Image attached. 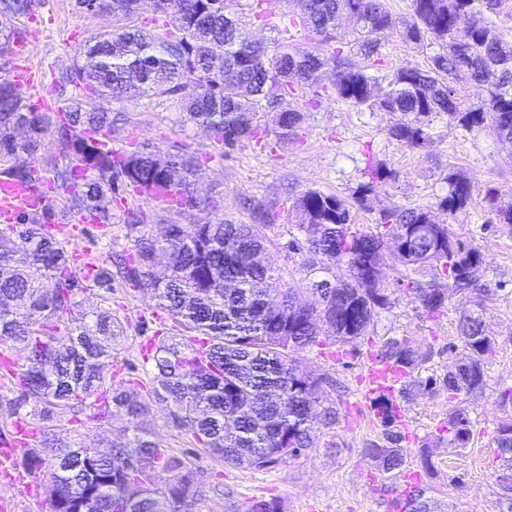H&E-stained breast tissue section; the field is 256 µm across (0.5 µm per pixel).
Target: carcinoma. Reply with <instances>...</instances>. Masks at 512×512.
Listing matches in <instances>:
<instances>
[{
    "mask_svg": "<svg viewBox=\"0 0 512 512\" xmlns=\"http://www.w3.org/2000/svg\"><path fill=\"white\" fill-rule=\"evenodd\" d=\"M240 0H158L151 19L139 15L138 0H75L84 13L112 15V29L94 35L76 63L54 82L64 99L59 112H40L26 103L10 79L0 78V163L18 154L28 167L8 166L0 177L34 182L49 175L53 204L0 224V347L15 353L18 376L0 384V402L35 430L30 447L17 458L21 472L49 474L58 503L50 512H78L95 502V512H181L180 501L197 493L195 468L164 448L148 416L155 404L171 407L173 423L224 465L268 470L319 445L320 427L339 421L334 406L314 397L321 384L297 354L331 342L357 343L379 310L390 305L388 286L372 276L388 255L407 271L432 268L446 278L411 282L415 301L431 318L447 309L448 291L463 292L477 311L460 321L464 357L455 370L427 376L419 386L442 387L455 399L484 386L496 342L479 310L488 289L462 280L480 263L474 248L453 240L424 208L395 204L377 208L374 231L352 230L354 206L372 210L373 201L393 176L382 163H369L368 181L354 201L317 188L301 192L286 214L262 199L248 203V224L218 219L179 224L144 209L124 210L122 229L132 250L117 255L116 269L101 267L92 285L112 282L151 294L180 337L156 335L142 356L150 387L140 391L112 384L104 368L126 334L125 325L101 306L73 317L89 284L75 274L66 244L51 217L84 215L103 232L112 230V205L131 189L160 201L176 213L214 209L219 201L198 189L201 159L182 145L162 151L143 145L130 152L103 146L117 123L112 102L168 97L186 120L204 128L220 156L254 142L269 153L298 137L304 120L297 99L316 108L325 98L358 111L375 109L399 115L390 133L411 148L429 145V117L443 114L467 131L491 122L494 134L512 142V42L490 15L508 0H410L409 16L398 17L386 0H286L289 11L275 25L277 37L258 45L244 33L236 6ZM271 0H251L253 18L267 24ZM33 0H0V54L23 38L16 20L30 14ZM357 19L358 54L380 50L377 34L395 33L418 48L428 40L448 41L446 55L432 58L427 70L399 69L386 83L360 66L345 50L339 19ZM461 16L466 31L457 29ZM314 44L299 53L296 37ZM332 72L331 86H319V73ZM490 84L487 102L464 108L451 86L458 74ZM270 116L260 125L259 113ZM448 194L438 206L455 219L471 199L469 184L455 173L446 177ZM490 221L512 224V203L494 190L484 195ZM298 235L287 249L307 252L310 275L295 281L267 261L278 246L281 217ZM155 225L152 233L147 226ZM348 275L336 278V264ZM52 287H45V283ZM316 297L312 304L302 295ZM328 322L333 336L320 333ZM378 356L411 373L427 354L407 337L390 338ZM379 413V438L364 453L381 476L408 468L406 431L386 400L373 403ZM87 415L92 422L121 420L137 463L126 461V445L108 437L109 449L94 456L76 441L55 436L61 413ZM443 430L456 448L467 447L471 422L460 406L448 411ZM495 484L505 510L512 512V417L501 420L493 438ZM251 512H282L277 497H255ZM402 512H434L425 491L405 499Z\"/></svg>",
    "mask_w": 512,
    "mask_h": 512,
    "instance_id": "carcinoma-1",
    "label": "carcinoma"
}]
</instances>
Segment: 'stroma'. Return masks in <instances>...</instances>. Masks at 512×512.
Wrapping results in <instances>:
<instances>
[{
    "label": "stroma",
    "instance_id": "stroma-1",
    "mask_svg": "<svg viewBox=\"0 0 512 512\" xmlns=\"http://www.w3.org/2000/svg\"><path fill=\"white\" fill-rule=\"evenodd\" d=\"M29 59L45 75L71 68L80 50L94 34L111 29L107 15L80 12L74 0H35L29 17L21 19ZM373 68L388 77L402 68H427L431 58L445 53L444 42L424 49L386 35ZM113 111L127 113V121L114 126L113 148L152 144L161 148L184 145L203 158L198 187L221 202L219 210H195L178 218L182 224H203L218 217L247 222L242 207L249 197L283 203L309 188L351 199L366 180L365 151L385 163L393 178L385 187L384 204L424 208L447 225L454 240L476 249L482 260L474 275L490 295L483 305V319L497 343L496 356L482 389L461 395L472 426V441L463 453H455L439 428L451 402L442 389L418 387L420 372L409 374L415 388L401 400L409 461L419 463V446L427 444L435 464L433 474L421 486L440 512H501L502 499L491 473L497 462L492 451L493 431L502 413L495 405L499 387L512 385V226L490 224L483 210L487 189H495L502 201L512 202V144L500 142L490 131L467 132L449 124L447 117L433 116L434 139L427 147L411 149L393 138L389 130L393 114L375 110L358 112L336 99L305 112V123L296 141L276 153L251 144L220 159L214 157L206 130L184 122L173 100L159 97L150 104L116 103ZM455 172L469 182L471 199L466 214L449 221L438 207L448 190L445 177ZM379 274L390 287L391 304L378 311L364 339L356 348L338 354L336 346L323 352H303L299 358L323 383L315 396L321 404L336 406L340 419L321 431L322 446L302 450L286 462L265 471L231 468L188 444L175 427L167 405H154L148 423L166 448L186 457L197 471L198 494L185 502L182 512H246L253 496L279 497L284 512H390V502L403 485L402 475L381 480L374 462L365 455L368 443L380 429L372 421L369 403L358 392L357 378L368 354L388 338L407 337L427 352L429 371L441 375L463 356L457 330L459 318L472 305L462 294H449L447 309L430 318L415 302L409 281L431 279V270L408 272L383 260ZM108 304L126 325V335L113 352L118 366L112 382L141 379L139 345L160 327L150 294L121 285L111 292L95 289L83 296L82 311Z\"/></svg>",
    "mask_w": 512,
    "mask_h": 512
}]
</instances>
